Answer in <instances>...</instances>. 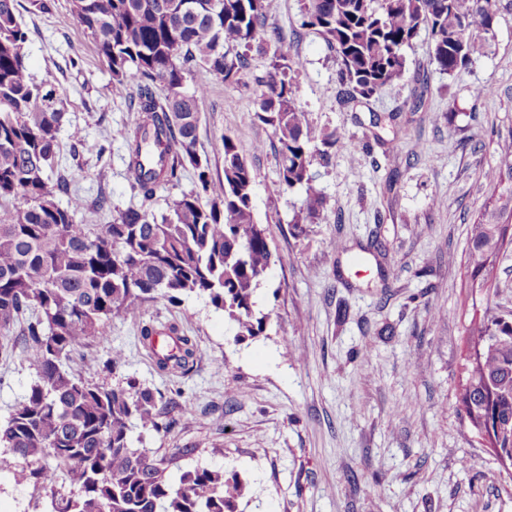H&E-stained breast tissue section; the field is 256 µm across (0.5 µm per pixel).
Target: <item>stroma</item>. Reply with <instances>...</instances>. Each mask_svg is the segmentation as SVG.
I'll list each match as a JSON object with an SVG mask.
<instances>
[{"instance_id": "35a3bbf8", "label": "stroma", "mask_w": 512, "mask_h": 512, "mask_svg": "<svg viewBox=\"0 0 512 512\" xmlns=\"http://www.w3.org/2000/svg\"><path fill=\"white\" fill-rule=\"evenodd\" d=\"M484 52L448 77L427 64L420 32L403 78L369 106L346 105L338 64L324 40L301 26L303 0H266V25L305 62L297 100L313 125L355 142L315 165L325 204L316 223L295 227L305 192L282 187L270 127L257 122L259 79L270 55L227 83L193 67L187 88L204 87L196 150L213 179L224 176L223 136L250 163L252 205L274 263L256 291L268 319L257 336L237 327L208 297L143 305L154 324L176 323L197 356L187 373L159 371L136 321L112 318L102 336L72 352L66 367L91 383L135 378L168 399L167 429L133 428V447L169 458L178 477L195 467L238 474L251 487L237 512H512V475L456 411L465 378L467 326L475 308L512 319V244L490 288L470 291V228L492 193L483 175L512 145V0H497ZM30 72L64 99L52 179L60 205L80 197L91 223H111L135 199L128 151L117 130L138 119L139 79L123 95L90 36L56 0L51 11L21 9ZM426 78L422 109L406 100ZM491 87L471 96L470 87ZM396 114L391 142L379 119ZM82 133L74 142L73 130ZM369 141V150L358 144ZM441 206H433V199ZM345 251L335 248L336 242ZM126 364L104 368L111 348ZM36 371L23 357L0 363V421L23 401ZM191 404L184 413L183 404ZM0 507L49 512L44 492L0 471Z\"/></svg>"}]
</instances>
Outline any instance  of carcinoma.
Returning <instances> with one entry per match:
<instances>
[{"label": "carcinoma", "mask_w": 512, "mask_h": 512, "mask_svg": "<svg viewBox=\"0 0 512 512\" xmlns=\"http://www.w3.org/2000/svg\"><path fill=\"white\" fill-rule=\"evenodd\" d=\"M494 0H305L302 26L320 35L339 63L343 102L367 105L408 67L407 52L421 30L429 35L428 64L452 76L483 53L479 29L495 31ZM70 12L94 40L112 74V91L132 78L146 84L138 121L119 131L128 149L130 190L143 201L163 183L179 182L184 163L195 189L157 216L129 207L110 224H79L74 198L57 202L62 182L47 175L57 157L63 119L56 89L37 82L28 63L27 32L16 0H0V332L20 320L22 341L0 343V357L16 350L37 380L0 424V459L21 483L41 486L51 512H236L248 493L237 475L195 468L174 483L164 461L134 448V425L163 428V397L133 378L112 386L88 383L63 366L69 353L102 335L115 316L141 320V305L159 294L171 303L206 295L237 326L236 339L256 336L267 315L255 312V292L273 263L266 229L254 221V174L231 137L221 138L224 179L214 181L196 154L199 101L205 88L185 89L192 64L226 83L239 80L250 52L274 43L260 86L255 118L271 128L279 183L305 188L295 218L311 224L324 197L314 163L327 164L349 147L344 137L310 124L297 104L294 73L303 61L275 34H263L265 0H69ZM165 91L156 100L152 85ZM497 188L512 183V161L484 173ZM210 197L206 206L202 197ZM512 218V186L488 200L472 224L466 251L470 283L488 285L500 248V225ZM169 350L158 353L151 322L141 342L162 372L185 371L197 346L171 323ZM467 377L458 410L469 421L498 426L496 445L512 456V321L487 306L468 328ZM62 470L69 493L56 488Z\"/></svg>", "instance_id": "1"}]
</instances>
